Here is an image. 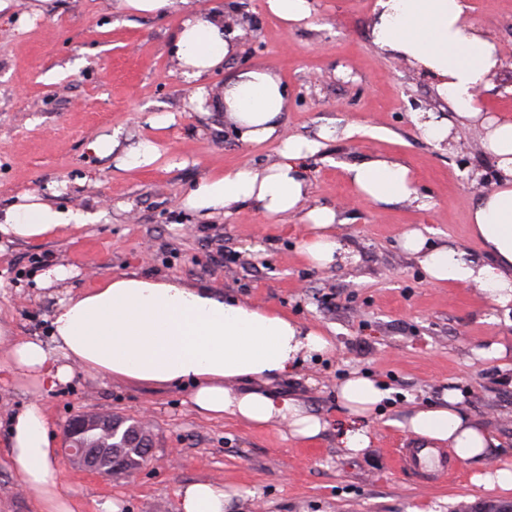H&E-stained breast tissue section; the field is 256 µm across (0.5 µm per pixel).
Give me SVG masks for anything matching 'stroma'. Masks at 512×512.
<instances>
[{
	"label": "stroma",
	"mask_w": 512,
	"mask_h": 512,
	"mask_svg": "<svg viewBox=\"0 0 512 512\" xmlns=\"http://www.w3.org/2000/svg\"><path fill=\"white\" fill-rule=\"evenodd\" d=\"M373 3L315 0L312 27L291 29L267 0H193L235 21L241 47L206 77L212 98L236 70L268 65L291 93L285 133L372 127V134L328 143L326 161L308 163V206L336 209V233L353 251L330 269L305 259L310 229L300 216L270 218L246 203L207 219L182 206L202 177L265 166L276 160L277 145L244 144L211 102L190 110L193 86L171 57L170 35L185 13L180 0L160 16L116 14L105 0H50L37 16L16 0L0 13V212L33 194L101 215L37 242L0 241V322L12 329L0 341V363L14 342L49 338L50 318L66 293L128 271L214 287L281 311L327 332L336 346L275 384L328 421L315 441L293 438L281 423L251 428L200 416L184 387L146 389L89 371L49 394L25 377L1 382L0 512L42 509L38 494L7 465L8 420L34 401L58 438L79 410L149 419L154 444L131 477L84 473L57 451L62 488L76 512H104L114 499L120 512H179L178 487L197 481L235 489L226 512H474L488 502L512 503V492L474 485L467 465H458L452 479L423 482L391 461L394 448L410 440L392 419L451 389L461 393L465 413L498 433L512 460V387L500 382L498 360L477 355L499 343L512 362V310L489 305L472 287L429 283L400 247L402 233L420 226L433 243L481 254L469 211L496 183L497 170L479 129L463 131L445 152L420 135L413 113L438 111L439 102L429 79L374 46ZM467 3L500 48L502 65L482 90L486 108L512 114V0ZM156 114L175 120L150 127ZM115 130L126 148L151 141L159 159L125 170L117 155L97 156L91 142ZM376 156L408 163L430 209L359 200L340 164ZM58 264L71 268V278L38 286L36 276ZM354 371L389 386L393 399L373 419L371 447L349 457L337 441L348 422L337 389Z\"/></svg>",
	"instance_id": "35a3bbf8"
}]
</instances>
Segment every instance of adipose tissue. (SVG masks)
<instances>
[{
  "mask_svg": "<svg viewBox=\"0 0 512 512\" xmlns=\"http://www.w3.org/2000/svg\"><path fill=\"white\" fill-rule=\"evenodd\" d=\"M237 37L225 26L223 13L188 8L171 35L174 62L186 79L198 84L189 99L191 109L213 102L242 142H277V158L261 168L206 175L182 204L209 218L240 203L269 217L301 214L312 230L303 244L305 258L320 268L344 263L351 249L334 231L336 210L305 206L306 163L322 156L327 142L352 137L360 127L323 126L311 138L285 134L288 91L266 66L235 72L222 95L210 99L202 81L237 53ZM371 39L381 52L406 60L428 78L447 106L444 115L414 114L422 136L444 151L461 130L480 128L498 170L497 182L477 198L470 213L485 256L429 244L418 228L402 234V248L430 283L472 286L491 305H511L512 117L487 114L480 99L482 87L500 67L498 44L472 20L466 0H375ZM342 169L360 197L375 206L429 207L412 169L401 161L375 158L346 162ZM97 219L95 213L58 208L26 195L0 215V237L35 241ZM334 348L330 337L283 312L240 302L211 287L131 271L109 275L96 287L61 299L52 315L50 342H16L8 363L0 364V379L22 374L44 393L69 383L79 369L139 386L187 384L189 401L201 415H226L252 427L284 422L292 437L314 440L328 422L300 399L277 393L273 384ZM391 394L390 388L356 373L339 386L338 396L352 418L339 438L347 456L370 448L368 420ZM461 400L459 393L447 392L439 401L410 409L394 424L426 447H449L471 468L475 485L512 491V463L500 460V439L486 423L462 412ZM50 430L40 404L15 414L9 464L39 494L42 512H74L59 491L61 474ZM177 495L181 512H224L232 497L222 484L208 481L181 485Z\"/></svg>",
  "mask_w": 512,
  "mask_h": 512,
  "instance_id": "obj_1",
  "label": "adipose tissue"
}]
</instances>
